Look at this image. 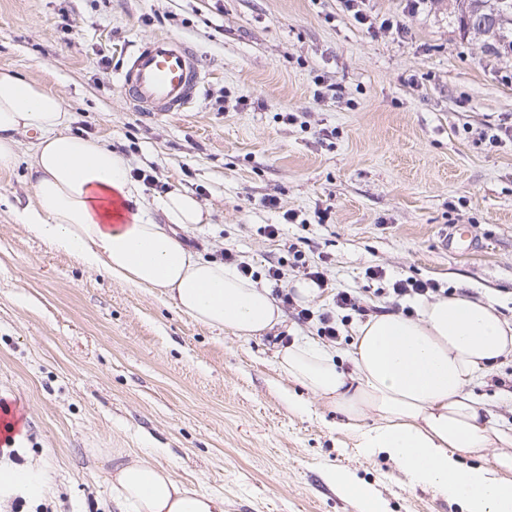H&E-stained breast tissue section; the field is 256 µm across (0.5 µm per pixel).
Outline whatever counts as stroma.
Returning a JSON list of instances; mask_svg holds the SVG:
<instances>
[{
	"instance_id": "stroma-1",
	"label": "stroma",
	"mask_w": 512,
	"mask_h": 512,
	"mask_svg": "<svg viewBox=\"0 0 512 512\" xmlns=\"http://www.w3.org/2000/svg\"><path fill=\"white\" fill-rule=\"evenodd\" d=\"M362 10L392 29L357 23L344 0H0V67L64 96L69 134L104 141L210 209V223L180 231L187 246L217 262L237 255L263 287L279 267L288 294L312 270L328 280L262 337L204 327L21 224L32 187L20 154L0 172V399L25 426L8 456L50 472L55 495L9 512H117L109 476L134 456L223 496L224 512H361L330 484L333 468L371 485L388 512H459L433 488L407 487L276 369L294 337L319 341L317 315L339 290L362 312H400L417 301L393 294L397 280L462 284L512 316V141L483 139L512 123V54L463 34L448 0ZM157 35L201 60L185 111L138 112L122 91L130 51ZM457 224L475 250L442 248ZM372 266L384 277L369 278ZM304 307L314 319L298 321ZM504 386L511 356L474 392L512 421ZM291 393L306 413L289 410Z\"/></svg>"
}]
</instances>
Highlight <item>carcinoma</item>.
<instances>
[{
  "instance_id": "cac0c4a2",
  "label": "carcinoma",
  "mask_w": 512,
  "mask_h": 512,
  "mask_svg": "<svg viewBox=\"0 0 512 512\" xmlns=\"http://www.w3.org/2000/svg\"><path fill=\"white\" fill-rule=\"evenodd\" d=\"M450 14L463 32L486 36L493 53L512 48V0H455Z\"/></svg>"
}]
</instances>
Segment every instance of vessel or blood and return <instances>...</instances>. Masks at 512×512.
Segmentation results:
<instances>
[{
    "mask_svg": "<svg viewBox=\"0 0 512 512\" xmlns=\"http://www.w3.org/2000/svg\"><path fill=\"white\" fill-rule=\"evenodd\" d=\"M202 82V69L191 47L168 36L144 42L128 59L121 87L140 112H181Z\"/></svg>",
    "mask_w": 512,
    "mask_h": 512,
    "instance_id": "1",
    "label": "vessel or blood"
}]
</instances>
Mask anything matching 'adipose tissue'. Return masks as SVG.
Instances as JSON below:
<instances>
[{"instance_id":"1","label":"adipose tissue","mask_w":512,"mask_h":512,"mask_svg":"<svg viewBox=\"0 0 512 512\" xmlns=\"http://www.w3.org/2000/svg\"><path fill=\"white\" fill-rule=\"evenodd\" d=\"M69 121L59 94L0 70V171L17 164L19 133L37 134L22 224L86 267L158 292L208 328L251 339L281 323L268 288L203 259L176 236V228L210 221L193 194L174 189L146 199L126 157L99 139L68 134ZM156 210L164 223L153 219ZM510 355L512 319L492 303L453 295L421 303L413 318L388 311L358 323L351 373L308 340L279 349L276 360L280 375L361 429L363 447L391 458L409 486H432L461 512H512V422L481 407L473 391ZM368 418L373 426L362 429ZM109 490L119 512H224L222 497L140 459L118 467ZM52 492L48 472L0 459V508Z\"/></svg>"}]
</instances>
